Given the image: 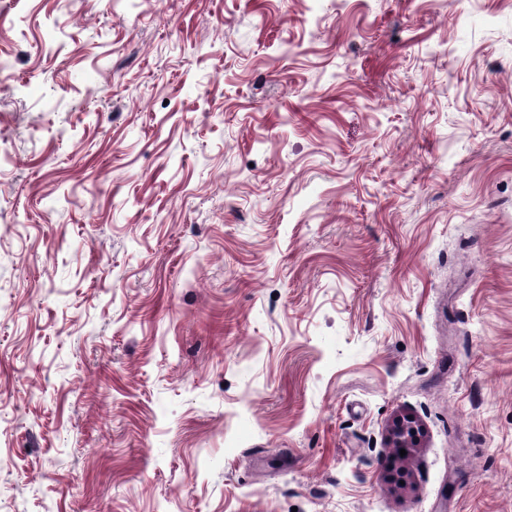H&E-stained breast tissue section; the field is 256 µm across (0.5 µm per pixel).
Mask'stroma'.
Segmentation results:
<instances>
[{
	"instance_id": "1",
	"label": "stroma",
	"mask_w": 512,
	"mask_h": 512,
	"mask_svg": "<svg viewBox=\"0 0 512 512\" xmlns=\"http://www.w3.org/2000/svg\"><path fill=\"white\" fill-rule=\"evenodd\" d=\"M0 62V512H512V0H0ZM421 437L417 421L409 416L396 419L389 434V448H415Z\"/></svg>"
}]
</instances>
